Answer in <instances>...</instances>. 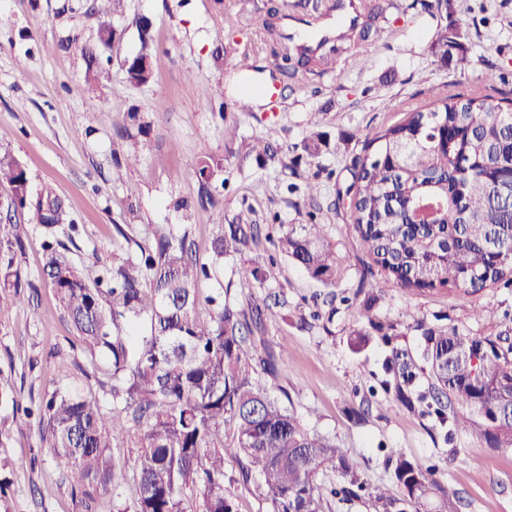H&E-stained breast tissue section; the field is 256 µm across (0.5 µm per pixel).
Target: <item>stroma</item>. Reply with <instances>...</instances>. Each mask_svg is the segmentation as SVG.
I'll list each match as a JSON object with an SVG mask.
<instances>
[{"instance_id": "35a3bbf8", "label": "stroma", "mask_w": 512, "mask_h": 512, "mask_svg": "<svg viewBox=\"0 0 512 512\" xmlns=\"http://www.w3.org/2000/svg\"><path fill=\"white\" fill-rule=\"evenodd\" d=\"M95 0H0V125L8 136L0 152L17 158L26 171L30 195L51 186L75 224L69 255L89 275L125 257L129 244L117 225H131L137 238L155 225H190L201 262L211 260V243L222 224L253 208L259 223L302 224L319 210L328 239L347 259L336 289L314 281L298 266L278 259L262 284L242 279V267L266 262L275 248L260 238L245 257L225 258L198 284L200 300L224 293L242 309L282 292L287 307L266 306L257 349L277 350L287 342L286 368L266 377L271 392L302 427L336 440L353 458L367 486L400 489L386 463L389 449H402L422 468H432L440 485L463 499L462 512H512V449L480 445L464 433H448L423 407L406 408L395 398V355L416 364L413 388L430 393L423 360V327L454 326L467 336H489L504 315H512V288H490L474 296L457 291L418 292L386 287L374 293L377 274L347 211L336 210V176L344 175L361 140L401 120L406 110L428 104L436 87L468 96L482 89L489 63L512 90V0H452L448 14L430 16L412 0H378L382 38L370 39L341 56L323 75H282L260 50L258 15L279 8L297 29L301 0H127L114 18L119 35L99 49L103 64L87 77L86 49L97 47L102 17ZM235 16L225 24V13ZM153 33V79L124 88L126 57L140 48L138 21ZM465 35L464 51L444 64L433 48L437 25ZM254 48V72L240 76L244 48ZM223 98H214L216 89ZM321 120L328 145L319 159L334 177L323 180L318 199L289 192L293 146ZM238 127V153L224 148V124ZM359 140L344 142L343 133ZM277 145L280 163L263 167L243 160L240 150L253 138ZM221 159L211 191L215 205L201 206L199 182L186 163L195 157ZM0 184V223L21 225L11 255L19 290L28 304H16L18 289L0 288V372L11 375L16 400L29 403L58 386L53 366L70 364L68 388L93 394L108 405V389L89 369L82 342L57 309L45 281V234L28 210L14 206ZM394 323L391 335L370 332L354 344L353 325ZM0 423L9 435L0 457L10 464L11 484L0 496V512H85L72 493L57 456L38 423L0 402ZM139 449L133 434L117 435L109 450L118 494H97V512L131 505Z\"/></svg>"}]
</instances>
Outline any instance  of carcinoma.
Returning <instances> with one entry per match:
<instances>
[{"label": "carcinoma", "mask_w": 512, "mask_h": 512, "mask_svg": "<svg viewBox=\"0 0 512 512\" xmlns=\"http://www.w3.org/2000/svg\"><path fill=\"white\" fill-rule=\"evenodd\" d=\"M430 16L451 10V0H413ZM363 22L354 38L380 35L379 6L359 0ZM271 9L257 25L276 61L290 75L324 73L328 56L345 51L343 42L322 41L321 52L300 45L273 22ZM434 45L448 61L458 42L437 27ZM151 57V38L140 34V49L126 67V86L148 83L153 72L142 65ZM490 72L484 92L466 98L438 90L425 106L363 141L362 153L346 166L349 178L336 184V210L345 206L353 228L387 284L417 291L448 289L477 295L496 286L512 287V99ZM319 121L310 120L300 150L308 165L328 145ZM244 157L265 165L275 160L272 144L257 138ZM188 168L200 183L201 204L214 203L209 181L221 163L192 159ZM13 201L28 209L51 238L43 267L59 309L82 337L87 358L112 379V408L81 392L55 391L25 408L38 412L51 437L72 491L91 512L94 492L116 489L108 449L113 436L134 423L140 454L134 474L136 497L130 512H185V491L199 499L201 512H235L226 494L225 462L238 479L262 477L259 496L267 512H323L319 476L340 480L330 493L361 498L364 480L356 462L336 442L309 434L260 378L273 374L279 358L257 357L251 336L261 329L263 310L245 312L229 301L211 298L203 318L197 312V283L209 276L190 245L189 229L158 225L141 243L116 225L136 249L89 281L85 267L68 256L59 239L66 223L62 199L51 189L30 199L20 163L0 154V183ZM242 210L222 225L212 241V261L251 250L261 225ZM279 254L327 288L347 271L346 258L328 243L325 225L307 213L304 224H269ZM424 358L432 379V402L413 396L408 386L414 363L396 358L407 388L396 398L406 406L426 403L427 414L469 433L489 448H512V317L504 316L494 336H463L457 328L423 329ZM388 462L402 497L375 488L368 493L374 512H460V498L445 492L435 472L411 462L398 448Z\"/></svg>", "instance_id": "1"}]
</instances>
